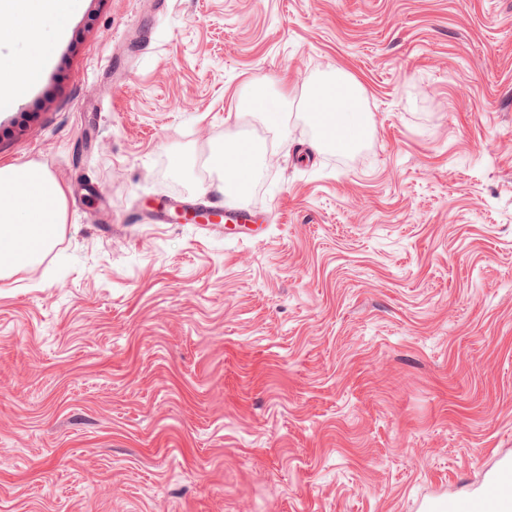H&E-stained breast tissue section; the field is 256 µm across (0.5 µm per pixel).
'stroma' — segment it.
<instances>
[{"label":"stroma","mask_w":512,"mask_h":512,"mask_svg":"<svg viewBox=\"0 0 512 512\" xmlns=\"http://www.w3.org/2000/svg\"><path fill=\"white\" fill-rule=\"evenodd\" d=\"M0 104L67 222L0 279V512H424L512 460V0H79ZM128 68L121 88L112 72ZM341 68L373 130L317 151ZM285 83L287 127L240 117ZM266 137L258 232L210 155Z\"/></svg>","instance_id":"35a3bbf8"}]
</instances>
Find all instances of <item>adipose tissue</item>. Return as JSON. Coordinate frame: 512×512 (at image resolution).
<instances>
[{
  "label": "adipose tissue",
  "instance_id": "ef3b65f1",
  "mask_svg": "<svg viewBox=\"0 0 512 512\" xmlns=\"http://www.w3.org/2000/svg\"><path fill=\"white\" fill-rule=\"evenodd\" d=\"M77 0H0V15L11 19L0 26V48L24 36L30 42L17 62H0V103L17 101L49 57L41 39L45 23L63 32V19ZM362 87L343 71L323 75L306 90L310 117L321 133L317 149L350 155L371 129V115L361 100ZM292 94L270 82L248 86V108L264 125L279 128ZM213 159L223 175L213 190L228 200L240 198L264 161L255 143L228 141ZM66 222L65 191L46 170L35 165L0 167V278L40 263L51 251Z\"/></svg>",
  "mask_w": 512,
  "mask_h": 512
}]
</instances>
